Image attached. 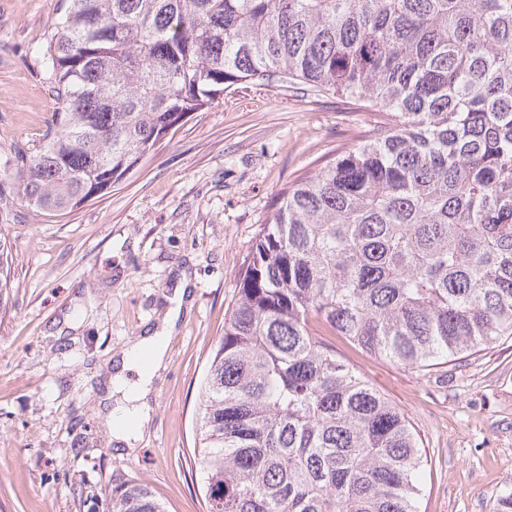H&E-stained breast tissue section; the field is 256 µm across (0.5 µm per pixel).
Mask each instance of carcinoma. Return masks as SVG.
Masks as SVG:
<instances>
[{"instance_id":"obj_1","label":"carcinoma","mask_w":512,"mask_h":512,"mask_svg":"<svg viewBox=\"0 0 512 512\" xmlns=\"http://www.w3.org/2000/svg\"><path fill=\"white\" fill-rule=\"evenodd\" d=\"M56 112L0 200L99 198L240 83L381 115L277 194L198 396L206 512H419L409 419L344 356L425 370L512 336V0H61ZM109 512H166L143 482Z\"/></svg>"}]
</instances>
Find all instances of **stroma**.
<instances>
[{"instance_id":"obj_1","label":"stroma","mask_w":512,"mask_h":512,"mask_svg":"<svg viewBox=\"0 0 512 512\" xmlns=\"http://www.w3.org/2000/svg\"><path fill=\"white\" fill-rule=\"evenodd\" d=\"M58 0H0V170L42 143L56 108L40 48ZM377 120L305 86L237 85L175 127L111 191L58 215L0 202L11 286L0 297V512H106L146 483L168 512H204L197 391L239 273L277 193L353 146ZM192 309L168 344L153 420L117 451L97 415L112 357L170 306ZM338 350L419 433L420 512H489L512 490V336L431 371Z\"/></svg>"}]
</instances>
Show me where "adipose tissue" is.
Returning a JSON list of instances; mask_svg holds the SVG:
<instances>
[{
  "label": "adipose tissue",
  "mask_w": 512,
  "mask_h": 512,
  "mask_svg": "<svg viewBox=\"0 0 512 512\" xmlns=\"http://www.w3.org/2000/svg\"><path fill=\"white\" fill-rule=\"evenodd\" d=\"M188 296L186 285L175 288L174 306L162 321L146 329L112 360L105 423L116 447L134 449L152 421L155 382L167 368V342L176 329Z\"/></svg>",
  "instance_id": "adipose-tissue-1"
}]
</instances>
